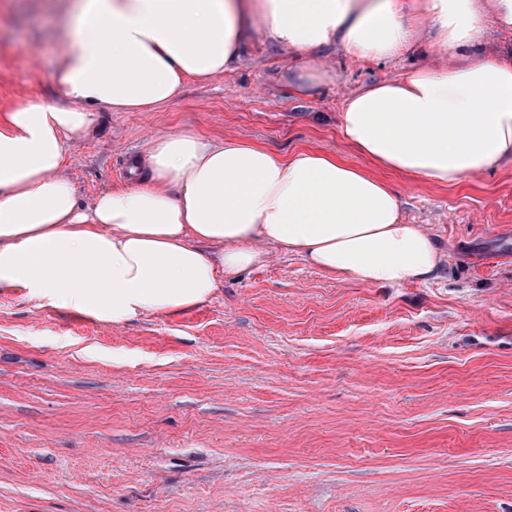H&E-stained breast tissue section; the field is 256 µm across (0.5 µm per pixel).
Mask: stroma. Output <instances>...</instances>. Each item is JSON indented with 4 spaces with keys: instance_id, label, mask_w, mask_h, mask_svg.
Instances as JSON below:
<instances>
[{
    "instance_id": "obj_1",
    "label": "stroma",
    "mask_w": 512,
    "mask_h": 512,
    "mask_svg": "<svg viewBox=\"0 0 512 512\" xmlns=\"http://www.w3.org/2000/svg\"><path fill=\"white\" fill-rule=\"evenodd\" d=\"M68 0H0V111L53 100ZM432 60L342 54L316 96L255 33L158 112H100L69 141L81 204L183 128L280 155L365 160L344 97ZM445 270L369 286L271 251L205 302L103 324L0 290V512H512V164L453 187L394 175Z\"/></svg>"
}]
</instances>
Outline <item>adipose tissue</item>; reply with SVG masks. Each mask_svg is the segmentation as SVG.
<instances>
[{
	"mask_svg": "<svg viewBox=\"0 0 512 512\" xmlns=\"http://www.w3.org/2000/svg\"><path fill=\"white\" fill-rule=\"evenodd\" d=\"M257 19L292 54L295 96L316 93L334 52L391 61L425 42L433 61L345 96L339 127L367 166L187 128L153 136L132 180L81 206L67 142L96 113L155 112L185 79L224 74ZM492 19L512 29V0H73L55 99L0 113V290L112 324L195 306L273 248L363 284L427 283L443 256L377 172L453 186L512 162V52L488 47Z\"/></svg>",
	"mask_w": 512,
	"mask_h": 512,
	"instance_id": "obj_1",
	"label": "adipose tissue"
}]
</instances>
